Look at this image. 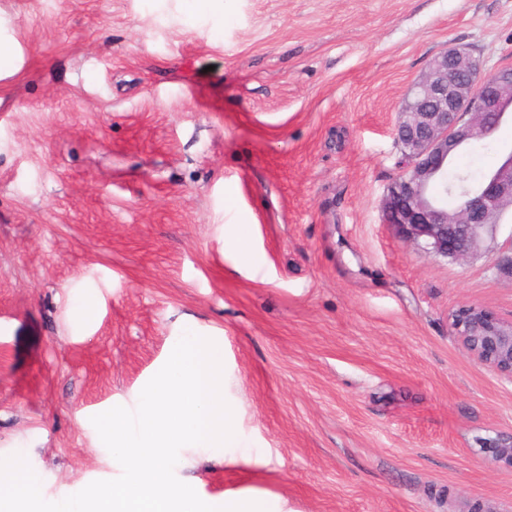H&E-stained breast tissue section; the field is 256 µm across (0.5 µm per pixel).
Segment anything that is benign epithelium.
I'll return each instance as SVG.
<instances>
[{"mask_svg":"<svg viewBox=\"0 0 512 512\" xmlns=\"http://www.w3.org/2000/svg\"><path fill=\"white\" fill-rule=\"evenodd\" d=\"M474 64L469 49L452 46L434 56L410 87L394 127L397 140L406 143L407 166L382 203L383 220L399 239L453 261L480 250L496 230L493 219L512 203V155L480 188L465 193L455 215L430 199L432 182L448 161L512 116V69H495L489 81L476 83L471 78ZM452 329L470 353L512 379L511 322L467 305L452 319ZM487 453L512 465V436L495 441Z\"/></svg>","mask_w":512,"mask_h":512,"instance_id":"7a95c632","label":"benign epithelium"}]
</instances>
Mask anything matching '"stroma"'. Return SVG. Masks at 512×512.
Wrapping results in <instances>:
<instances>
[{
  "mask_svg": "<svg viewBox=\"0 0 512 512\" xmlns=\"http://www.w3.org/2000/svg\"><path fill=\"white\" fill-rule=\"evenodd\" d=\"M451 45L512 66V0H0V458L51 502L119 477L91 419L189 331L252 455L176 468L202 499L512 512V379L450 326L512 322V222L454 262L381 217Z\"/></svg>",
  "mask_w": 512,
  "mask_h": 512,
  "instance_id": "obj_1",
  "label": "stroma"
}]
</instances>
